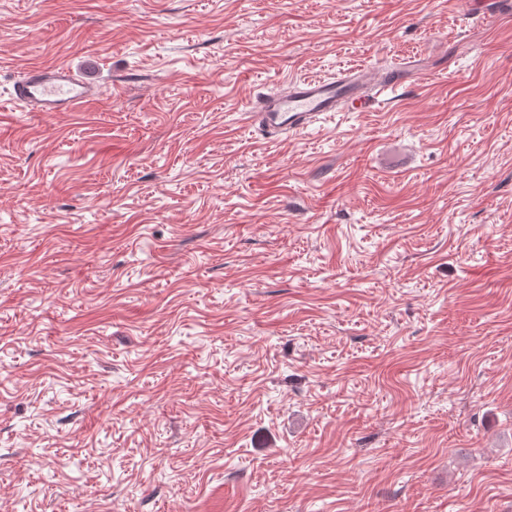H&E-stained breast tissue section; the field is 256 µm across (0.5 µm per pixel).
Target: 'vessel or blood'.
<instances>
[{"instance_id":"1","label":"vessel or blood","mask_w":512,"mask_h":512,"mask_svg":"<svg viewBox=\"0 0 512 512\" xmlns=\"http://www.w3.org/2000/svg\"><path fill=\"white\" fill-rule=\"evenodd\" d=\"M420 69V60L410 58L382 74L358 66L329 79H295L283 91L254 98L248 124L262 138L292 137L327 113L359 111L371 104L376 92L397 90ZM100 94L97 85L68 65L57 63L29 68L14 81L9 99L23 112H77Z\"/></svg>"}]
</instances>
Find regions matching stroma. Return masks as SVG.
<instances>
[{
	"instance_id": "1",
	"label": "stroma",
	"mask_w": 512,
	"mask_h": 512,
	"mask_svg": "<svg viewBox=\"0 0 512 512\" xmlns=\"http://www.w3.org/2000/svg\"><path fill=\"white\" fill-rule=\"evenodd\" d=\"M52 63L101 98L2 108ZM0 512H512V16L0 0ZM420 59H404L400 66L379 74L363 66L340 71L336 77L295 79L274 94L257 96L247 112L248 124L263 139L300 134L328 112H356L376 100L383 90L396 91L414 79ZM375 90H378L374 94Z\"/></svg>"
}]
</instances>
